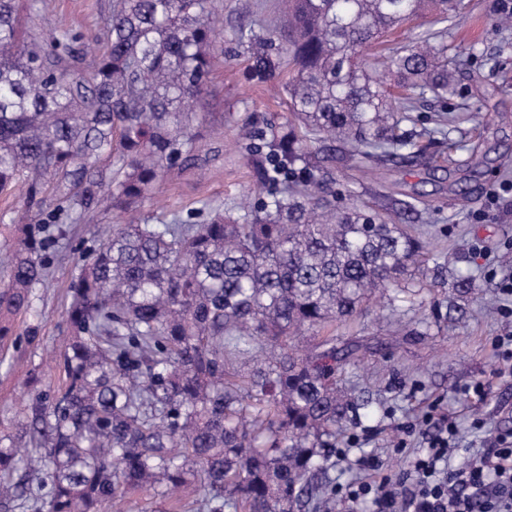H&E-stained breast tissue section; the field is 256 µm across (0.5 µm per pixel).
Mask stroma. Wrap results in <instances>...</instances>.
Listing matches in <instances>:
<instances>
[{
  "mask_svg": "<svg viewBox=\"0 0 512 512\" xmlns=\"http://www.w3.org/2000/svg\"><path fill=\"white\" fill-rule=\"evenodd\" d=\"M224 28L221 53L215 54L206 86L204 109L210 118L200 142L201 162L163 181L153 198L127 218L138 224L204 222L211 208L238 210L243 196L265 197L245 152L231 148L235 122L258 126L281 123L287 95H273L252 79L248 54L234 36L246 26L257 32L273 27L282 0H214ZM494 0H468L455 27L454 43L472 58L459 70L458 93L443 99H419L402 130L425 147L408 166L376 164L351 156L340 142L325 141L319 155L329 172L336 204H364L416 229L427 259L412 269L411 290L382 302L377 314L338 324L341 340L360 341L356 364L338 370L340 385L371 401V414L352 431L369 436V448L385 468L409 467L407 453L393 449L402 425L418 423L435 402L457 421L464 440H473V418L487 420L485 437L512 431V377L495 380L485 401L462 399L460 389L487 377L500 363L495 336L512 331V315L502 308L511 299L499 282L512 278V44L502 42L492 25ZM112 0H38L27 16L33 35L67 31L97 52ZM465 121L448 126L449 116ZM443 133H436L437 125ZM112 214L89 209L83 220L46 225L42 256L47 280L34 288L31 308L19 319L13 343L0 356V421L10 422L29 399L28 380L55 390L58 374L47 361L49 350L64 348L70 331L65 308L68 288L81 256L101 243ZM469 272L483 286L485 300L458 301L453 271Z\"/></svg>",
  "mask_w": 512,
  "mask_h": 512,
  "instance_id": "35a3bbf8",
  "label": "stroma"
}]
</instances>
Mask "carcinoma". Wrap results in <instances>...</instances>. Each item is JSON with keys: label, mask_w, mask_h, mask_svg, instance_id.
<instances>
[{"label": "carcinoma", "mask_w": 512, "mask_h": 512, "mask_svg": "<svg viewBox=\"0 0 512 512\" xmlns=\"http://www.w3.org/2000/svg\"><path fill=\"white\" fill-rule=\"evenodd\" d=\"M465 8L288 0L281 27L238 30L258 81L273 80L284 56L294 71L286 121L238 133L273 190L237 218L217 207L203 224L111 226L70 286L61 386L0 430V512L30 499L34 512H100L179 488L199 512H302L315 496L331 512L336 488L312 478L335 465L336 435L361 403L336 386V337L311 353L296 337L406 291L423 245L360 204L336 207L314 143L337 139L365 160L423 153L399 125L420 97L453 92L465 59L449 53L446 30L391 51L396 95L365 54L408 20L451 22ZM217 27L211 0H114L89 58L67 31L28 43L17 0H0V195L24 180L28 217L12 225L0 284L1 350L47 277L44 225L81 220L102 192L124 213L200 160L205 116L193 106Z\"/></svg>", "instance_id": "carcinoma-1"}]
</instances>
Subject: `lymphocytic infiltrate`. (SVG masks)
<instances>
[{"mask_svg":"<svg viewBox=\"0 0 512 512\" xmlns=\"http://www.w3.org/2000/svg\"><path fill=\"white\" fill-rule=\"evenodd\" d=\"M425 431L403 427L395 451H411L414 487L403 490V478L385 472L378 457H360L375 479L351 485L344 495L346 512L371 502L374 512H512V432L497 435L487 447L470 454L467 462L448 468L458 448L455 420L439 404L423 417Z\"/></svg>","mask_w":512,"mask_h":512,"instance_id":"f902f5d3","label":"lymphocytic infiltrate"}]
</instances>
